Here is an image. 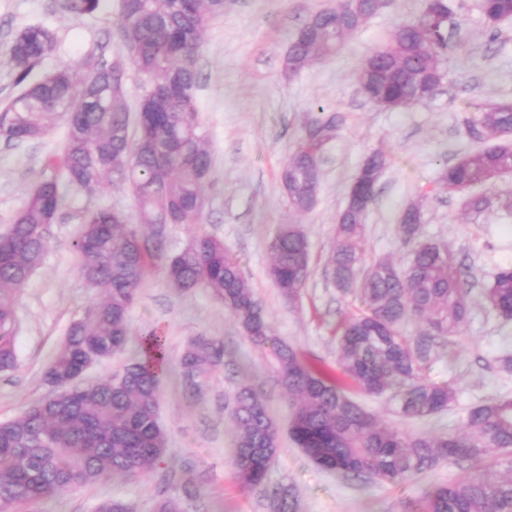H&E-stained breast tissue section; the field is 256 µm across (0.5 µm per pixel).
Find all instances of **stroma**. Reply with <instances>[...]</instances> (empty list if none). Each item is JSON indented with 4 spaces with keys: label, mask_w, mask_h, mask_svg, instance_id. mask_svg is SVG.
<instances>
[{
    "label": "stroma",
    "mask_w": 512,
    "mask_h": 512,
    "mask_svg": "<svg viewBox=\"0 0 512 512\" xmlns=\"http://www.w3.org/2000/svg\"><path fill=\"white\" fill-rule=\"evenodd\" d=\"M65 0H0V103L16 94L6 49L25 27L40 24L56 39L54 56L34 71L42 77L61 60L92 56L126 59L119 35L121 0H102L97 12L75 15ZM336 0H224L209 23L198 58L196 101L212 157L208 202L201 225H168L167 249L176 251L196 231L223 240L242 263L256 296L269 313L274 334L327 376L340 378L336 328L354 309L339 292L327 266L337 214L364 158L383 150L387 165L366 218V259L403 261L411 247L396 227L405 207L423 204L421 235L447 244L468 289L469 317L460 336L439 350L431 377L452 382L453 406L409 423L414 433L451 434L468 409L512 397V372L500 360L512 355V320L489 308L483 290L495 274L512 267V212L489 208L465 216L460 196L437 183L443 164L474 149L463 120L487 103L512 99V20L489 34L479 0H452L446 27V77L429 102L404 111L374 107L357 84L361 58L389 40L397 24L413 20L421 0H387L332 59L293 77L284 57L296 32ZM338 113L335 140L323 154V174L312 210L294 216L281 191L280 170L296 150L313 105ZM64 123L55 121L42 138L0 140V233L12 224L35 186L48 175L63 147ZM133 214L126 187L104 188L94 199L70 193L47 232L48 253L20 293L14 370L0 373V421L14 419L50 389L43 372L71 322L97 293L79 273L73 247L92 206ZM302 224L311 252V273L300 298L287 303L273 287L268 242L278 225ZM133 333L156 327L167 340L168 370L160 378L159 420L167 432L161 464L130 481L104 480L76 486L42 500L35 512H94L104 499L120 498L133 512H153L161 497L176 498L182 512H272L276 489L291 488L296 512H403L405 504L435 484L453 481L461 468L444 462L401 485L355 478L316 465L293 441L288 397L269 349L255 346L223 305L204 289L173 288L151 270L129 311ZM204 336L224 346L223 365L184 384L178 374L190 342ZM259 389L279 430L278 453L264 489L243 490L233 473L236 425L233 396L240 385Z\"/></svg>",
    "instance_id": "1"
}]
</instances>
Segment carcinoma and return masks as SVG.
<instances>
[{"label":"carcinoma","instance_id":"1","mask_svg":"<svg viewBox=\"0 0 512 512\" xmlns=\"http://www.w3.org/2000/svg\"><path fill=\"white\" fill-rule=\"evenodd\" d=\"M100 0H66L73 13L91 14ZM385 6V0H347L335 12L318 11L295 35L284 70L295 75L330 59L351 34ZM490 33L512 18V0H480ZM221 13L218 0H122V41L136 49L134 66L148 80L151 108L137 113L130 137L125 72L88 58L61 63L45 76L32 74L55 52L51 31L31 25L7 48L18 93L0 106V138L22 143L42 138L64 119L61 174L46 176L30 193L14 223L0 234V371L17 364L16 304L20 291L42 265L47 227L54 223L67 192L93 197L106 184L128 186L135 213L93 207L76 241L81 274L99 293L73 321L44 370L55 382L50 400L0 422V512H27L37 502L69 488L102 479H133L159 462L166 433L158 421L159 378L167 368L164 334H141L142 356L119 373L73 387L70 380L92 353L110 358L132 336L128 321L143 280L155 266L180 290L204 288L233 316L246 337L269 348L279 365L293 413L294 441L319 466L346 475L394 484L448 462L470 466L456 481L425 489L410 512H512V398H499L467 412L459 434H412L379 421L329 378L274 336L266 311L238 258L224 242L199 233L167 253L166 224H199L212 166L196 104V58L210 20ZM450 0H425L419 15L396 27L384 45L361 64L379 75L381 97L373 103L405 110L433 98L445 77V26ZM310 120L314 137L302 135L280 171L288 207L304 213L314 204L322 169L317 157L336 138L339 117L321 106ZM474 141L512 130V102L492 103L466 118ZM512 173V147L475 149L441 168L440 187L463 195V210L478 216L492 204L512 208V190L492 199L466 194L476 185L496 186ZM367 212L352 209L336 219L329 269L336 288L354 294L360 307L340 328L337 360L360 392L387 397L403 421L447 410L455 401L449 382L430 380L431 347L461 333L468 302L448 247L437 240L418 243L402 265L382 257L366 261L361 242ZM422 203L411 202L397 225L399 238H417ZM269 277L280 295L297 299L309 275L310 253L302 225H280L269 242ZM488 306L512 319V268H504L484 289ZM415 323L420 334L409 336ZM224 359L221 345L205 337L182 355L183 375H206ZM235 478L247 491L261 489L277 454V427L261 394L244 385L235 394ZM275 512H296L288 487L276 491Z\"/></svg>","mask_w":512,"mask_h":512}]
</instances>
